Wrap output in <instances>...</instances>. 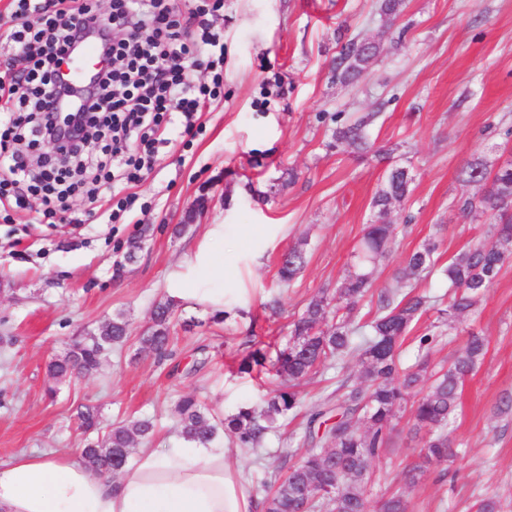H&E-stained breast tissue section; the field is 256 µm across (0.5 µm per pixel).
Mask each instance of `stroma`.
I'll return each instance as SVG.
<instances>
[{"instance_id": "1", "label": "stroma", "mask_w": 512, "mask_h": 512, "mask_svg": "<svg viewBox=\"0 0 512 512\" xmlns=\"http://www.w3.org/2000/svg\"><path fill=\"white\" fill-rule=\"evenodd\" d=\"M213 26L224 33L221 92L195 116L192 133L127 186L137 197L132 212L111 221L119 195L105 187L93 203L70 198L64 221L30 223L45 207L39 194L25 209L0 206V337L10 339L0 344V459L84 447L89 437L75 420L83 405L98 409L105 431L152 418L146 448L174 441L182 396L218 417L260 407L278 379L239 372L241 359L259 348L275 360L304 305L322 292L335 296L392 166L413 176L409 197L390 213L407 229L378 264L374 290L391 286L427 240L438 241L445 262L488 235L487 217H463L457 203L475 191L462 180L468 162L494 169L512 159V0H404L391 26L379 0H224ZM340 29L380 44L351 84L332 72ZM359 112L378 115L369 135L381 157L358 158L334 140L337 119ZM215 224L224 227V276L209 279L193 266ZM134 238L141 249L115 274ZM301 238L306 267L282 285L278 260ZM182 288L223 289L225 314L213 322L211 306L179 298L173 343L160 359L142 338L157 303ZM418 290L438 305L403 341L408 363L419 355L418 336L440 325L448 304L445 281L423 280ZM118 314L129 324L128 344L108 351L97 373L49 385L48 362ZM471 331L486 338L487 353L463 385L450 429L456 456L407 486L421 441L402 407L373 463L369 503L398 491L408 512H475L477 501L495 497L512 512V413L496 411L512 395V263L477 311L432 345L431 365H447ZM345 379L361 382L357 356L302 382L296 415L267 435L259 454L232 448L229 461L253 498H263L272 472L302 460L309 415Z\"/></svg>"}]
</instances>
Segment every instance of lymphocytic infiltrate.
<instances>
[{"label": "lymphocytic infiltrate", "mask_w": 512, "mask_h": 512, "mask_svg": "<svg viewBox=\"0 0 512 512\" xmlns=\"http://www.w3.org/2000/svg\"><path fill=\"white\" fill-rule=\"evenodd\" d=\"M17 2L7 39L26 65L0 77L9 92L0 109V198L13 194L21 207L30 192L62 201L95 197L102 183L138 182L216 98L221 75L206 85L192 69L224 60V35L208 21L224 0H202L186 17L173 0H112L106 17L97 0ZM91 39L108 65L72 88L59 69ZM55 92L62 110L44 112L43 95Z\"/></svg>", "instance_id": "f902f5d3"}]
</instances>
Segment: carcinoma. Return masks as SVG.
Here are the masks:
<instances>
[{
  "mask_svg": "<svg viewBox=\"0 0 512 512\" xmlns=\"http://www.w3.org/2000/svg\"><path fill=\"white\" fill-rule=\"evenodd\" d=\"M339 46L334 70L343 83L357 80L378 56L379 48L365 46L358 37L337 35ZM377 117L368 112L336 127V144L359 153L371 151L366 127ZM466 182L479 187L476 196L459 201L464 215L480 211L490 217L491 241H477L440 265L434 260L438 244L427 241L404 261L396 287L378 294L376 315L360 325L355 321L357 304L371 295L377 262L392 251L397 226L388 220L391 204L411 193L413 178L403 167L388 171L384 187L373 200L374 219L367 225L354 254L353 271L339 289L338 302L317 295L292 326L285 347L278 351L271 370L280 378L261 408L243 407L222 419L215 418L206 404L194 396L182 397L177 405L178 434L186 441L206 444L219 432L239 448L256 451L267 433L300 405V382L350 355H358L366 385L346 380L326 396L322 409L307 421L310 448L289 468L276 490L265 496V512H367L370 467L386 447L393 422L405 397L418 390L412 418L415 433H424L419 462L409 470L410 483L417 482L428 465L443 463L455 455L448 436L454 422L465 379L482 364L486 340L471 332L465 346L447 370L433 371L419 359L405 366L400 359L402 339L431 307V297L415 292L419 280L436 276L448 284V328L474 312L485 292L497 281L504 265L512 259V163L489 171L480 162L462 170ZM305 242L289 248L279 267V278L291 283L306 264ZM175 305L167 300L156 305L153 323L143 343L159 356L171 343L170 325ZM129 340L128 324L121 316L105 323L98 332L75 339L67 352L47 366L50 378L61 382L74 371L89 374L100 365L103 351L120 348ZM336 412V421L316 431L324 415ZM84 432L99 429L98 411L86 406L77 413ZM153 424L138 419L112 426L100 443L82 449L85 461L103 474H116L131 459L136 439L148 437ZM378 512H407L401 495L381 496Z\"/></svg>",
  "mask_w": 512,
  "mask_h": 512,
  "instance_id": "obj_1",
  "label": "carcinoma"
}]
</instances>
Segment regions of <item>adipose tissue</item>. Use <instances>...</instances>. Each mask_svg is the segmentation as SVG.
<instances>
[{
	"mask_svg": "<svg viewBox=\"0 0 512 512\" xmlns=\"http://www.w3.org/2000/svg\"><path fill=\"white\" fill-rule=\"evenodd\" d=\"M220 439L140 449L117 477L79 455L22 453L0 460V512H256Z\"/></svg>",
	"mask_w": 512,
	"mask_h": 512,
	"instance_id": "ef3b65f1",
	"label": "adipose tissue"
}]
</instances>
